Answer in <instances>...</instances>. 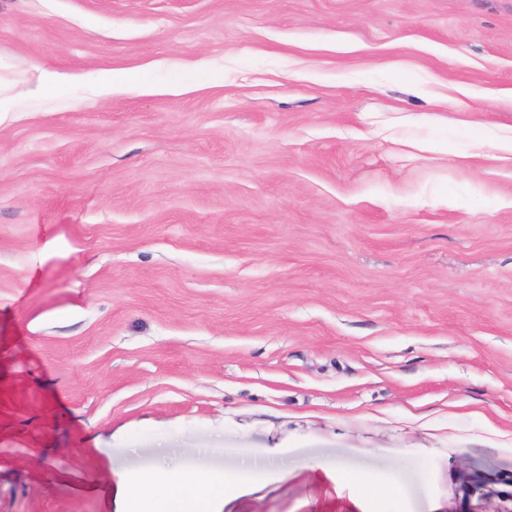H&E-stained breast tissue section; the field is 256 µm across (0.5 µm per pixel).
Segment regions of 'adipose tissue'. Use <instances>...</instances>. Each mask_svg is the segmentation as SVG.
Here are the masks:
<instances>
[{"label":"adipose tissue","instance_id":"ef3b65f1","mask_svg":"<svg viewBox=\"0 0 512 512\" xmlns=\"http://www.w3.org/2000/svg\"><path fill=\"white\" fill-rule=\"evenodd\" d=\"M336 478L362 496L397 500L403 495L398 479L380 482L375 477L337 467ZM237 483L221 471L200 474L182 463L160 464L122 490L123 512H214V501L231 494Z\"/></svg>","mask_w":512,"mask_h":512}]
</instances>
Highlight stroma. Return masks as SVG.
<instances>
[{
	"instance_id": "1",
	"label": "stroma",
	"mask_w": 512,
	"mask_h": 512,
	"mask_svg": "<svg viewBox=\"0 0 512 512\" xmlns=\"http://www.w3.org/2000/svg\"><path fill=\"white\" fill-rule=\"evenodd\" d=\"M509 89L512 0H0V512L161 446L289 460L215 512H512ZM336 478L367 498L379 496L387 500H399L403 495V486L397 478L379 482L371 475L339 465H336Z\"/></svg>"
}]
</instances>
